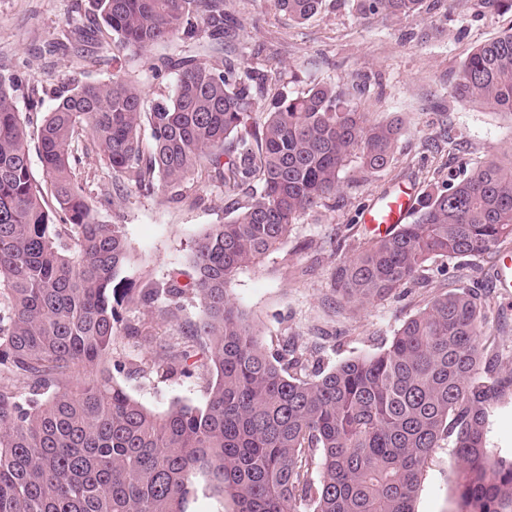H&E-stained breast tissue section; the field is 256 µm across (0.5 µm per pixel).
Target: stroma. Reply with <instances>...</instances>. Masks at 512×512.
<instances>
[{
	"label": "stroma",
	"mask_w": 512,
	"mask_h": 512,
	"mask_svg": "<svg viewBox=\"0 0 512 512\" xmlns=\"http://www.w3.org/2000/svg\"><path fill=\"white\" fill-rule=\"evenodd\" d=\"M226 3L233 24L223 50L178 39L138 52L113 44L101 52L96 66L88 67L73 51L53 54L49 45L89 24L94 0H0V73L22 77L14 93L18 111L43 116L74 73L98 82L119 67L152 98L171 94L175 83L171 72L154 78L152 66L162 57L195 55L220 68L231 60L248 62L267 78L268 95L252 111L257 123L266 118L269 95L335 83L369 122L398 123L393 159L374 174L349 162L340 173L334 206L306 212L278 250L239 269L229 285L232 302L266 347L290 340L311 353L317 369L327 370L387 347L433 297L470 288L485 297L488 332L512 366V291L495 285L498 252L431 261L418 284L382 301L346 304L331 284L333 268L370 241L360 213L380 195L400 185L418 194L484 161L512 159V114L461 101L455 92L464 60L481 43L511 31L512 12L488 10L481 0H426L428 9L420 16L366 22L357 17L353 0H325L318 16L298 23L275 0ZM82 182L87 195L100 203L99 219L123 225L133 278H159L170 269L188 268L192 240L231 215L220 177L207 170L177 202L162 192L144 196L132 188L116 196L112 170L97 157ZM123 315L144 324L151 336L147 342L121 336L113 345V358L127 366L117 377L127 392L155 411L177 400L203 403L204 390L193 380L156 372L165 343L176 338L182 324L201 318L197 303L186 302L175 320L135 307ZM458 467L450 448L435 451L415 512H455Z\"/></svg>",
	"instance_id": "obj_1"
}]
</instances>
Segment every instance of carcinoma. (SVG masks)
Returning <instances> with one entry per match:
<instances>
[{
    "mask_svg": "<svg viewBox=\"0 0 512 512\" xmlns=\"http://www.w3.org/2000/svg\"><path fill=\"white\" fill-rule=\"evenodd\" d=\"M324 0H277L298 22ZM363 19L413 17L425 0H355ZM119 47L141 51L204 34L223 44L224 0H94ZM174 92L147 99L117 72L68 80L37 126L44 181L34 176L15 77L0 75V512H188L206 475L234 512H414L434 449L451 444L456 512H512V455L488 449L489 409L512 390V368L486 335L485 309L465 290L434 297L373 356L314 378L303 353L268 350L229 299L227 284L288 239L307 211L327 205L339 173L358 159L368 172L392 160L400 128L369 124L333 83L271 102L250 122L265 75L167 58ZM456 90L466 102L512 113V31L477 46ZM150 130L152 148L142 147ZM98 154L130 186L183 197L204 168L235 195L261 189L193 241L190 271L138 285L124 225L104 224L78 182ZM512 239V161L416 198L415 219L373 238L331 274L346 303L382 300L416 281L436 257L484 254ZM203 316L167 346L165 375L205 382L202 405L155 412L114 378L117 337L148 336L126 321L136 306L174 318L187 298ZM82 371L77 382L72 370Z\"/></svg>",
    "mask_w": 512,
    "mask_h": 512,
    "instance_id": "obj_1",
    "label": "carcinoma"
}]
</instances>
